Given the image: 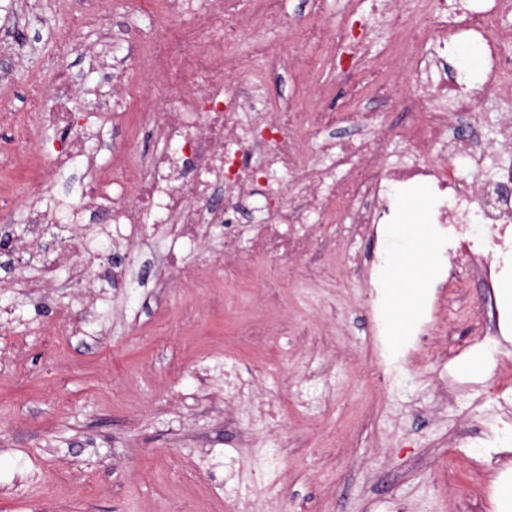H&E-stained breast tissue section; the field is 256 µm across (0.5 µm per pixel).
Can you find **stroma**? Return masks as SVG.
I'll list each match as a JSON object with an SVG mask.
<instances>
[{
    "label": "stroma",
    "instance_id": "obj_1",
    "mask_svg": "<svg viewBox=\"0 0 512 512\" xmlns=\"http://www.w3.org/2000/svg\"><path fill=\"white\" fill-rule=\"evenodd\" d=\"M96 0H0V148L24 141L28 100L66 77L79 107L100 126L106 147L141 152L149 133L126 138L112 115L120 88L143 78L140 58L116 36L151 38L157 26L144 0H108L101 18L78 14ZM77 37L58 52L59 29ZM69 172L55 195L28 188L23 160L0 164V512H226L224 488L236 484L245 512H502L512 484V339L454 323L477 305V283L440 305L446 354L424 365L390 368L377 387L367 374L370 320L355 280L299 285L279 313V350L263 356L235 335L233 315L215 316L201 288H159L145 248L136 274L113 277L112 233L76 230L96 244L92 256L64 255L56 235L32 239L29 206L59 209L71 194ZM193 303L201 335L177 336L157 323ZM481 375L464 373L473 354ZM238 363L262 398L285 404L269 426L252 398L224 405V361ZM327 368L323 415L290 409V394Z\"/></svg>",
    "mask_w": 512,
    "mask_h": 512
}]
</instances>
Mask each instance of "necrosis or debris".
<instances>
[{
  "mask_svg": "<svg viewBox=\"0 0 512 512\" xmlns=\"http://www.w3.org/2000/svg\"><path fill=\"white\" fill-rule=\"evenodd\" d=\"M162 15L193 12L189 26L160 29L140 50L145 77L126 89L124 107L131 134L151 130L161 149L150 159L126 154L111 175L90 171L85 193L72 210L81 223L108 225L124 248L154 239L167 251L157 276L182 287L203 281L213 308L226 307L224 287L269 291L267 309L279 308L296 276L309 274L315 248L331 243L324 276H352L361 283L363 305L375 309L379 243L390 219L393 185L425 186L443 204L434 209L436 251L448 262L434 273L432 303L463 280L479 281L492 308L489 334H512V315L496 308L497 288L512 268V112L499 111L493 132L470 126L474 100L512 98V0H488L482 10L469 0H372L370 11L348 7L336 37L323 14L325 0H307L293 26L304 50L281 55L267 39L279 19L280 0H157ZM224 22V41L205 46L203 32ZM392 23L389 54L374 55L381 24ZM251 33L253 49L225 54ZM472 35L484 48V75L476 85L447 77L448 40ZM287 70L313 88L327 77L346 81L339 106L314 109L297 99L269 104L261 95L264 73ZM425 92L411 93L416 78ZM251 92L241 95L239 82ZM175 88L176 100L159 99ZM399 95L411 122L402 129L381 113L360 108L364 95ZM68 83L56 89L57 109L43 123L62 131L61 145L43 165L39 191H48L56 169L87 154L86 133ZM348 127L355 138L341 144L320 140L325 130ZM316 140L315 154L305 145ZM398 140L407 156L387 164L384 150ZM490 168L493 179L460 177L453 158ZM253 211L250 223L233 216ZM224 228V247L206 272L186 266L185 250L208 241L214 225ZM366 240L367 257L353 246Z\"/></svg>",
  "mask_w": 512,
  "mask_h": 512,
  "instance_id": "1",
  "label": "necrosis or debris"
}]
</instances>
